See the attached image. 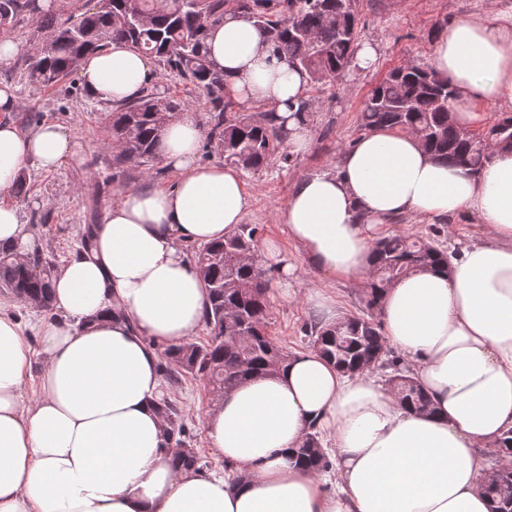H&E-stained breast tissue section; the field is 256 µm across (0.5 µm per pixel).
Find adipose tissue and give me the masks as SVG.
Wrapping results in <instances>:
<instances>
[{
    "label": "adipose tissue",
    "instance_id": "obj_1",
    "mask_svg": "<svg viewBox=\"0 0 512 512\" xmlns=\"http://www.w3.org/2000/svg\"><path fill=\"white\" fill-rule=\"evenodd\" d=\"M207 51L237 103L264 105L292 152H304L310 126L293 107L307 75L240 15L213 26ZM431 66L455 89L459 126L483 125L489 105L512 112V15L450 21ZM79 75L91 98L112 104L151 80L147 58L120 43L87 57ZM202 137L193 114L167 122L161 158L175 187L118 190L89 252L59 268L54 315L34 326L44 371L32 399L22 394L29 333L0 312V512H493L479 480L487 451L512 428V151L475 173L433 157L413 134L378 130L343 150L336 172L297 183L279 220L328 278L364 284L372 242L396 216L469 214L482 224L484 237L448 271L400 279L380 310L388 345L433 410L405 409L377 374L299 351L209 407L207 445L231 473L200 476L170 464L158 364L162 347L203 323L204 281L185 244L223 240L249 206L235 171L196 164ZM72 149L58 124L23 132L0 122L1 243L33 248L2 196L29 162L52 170ZM312 426L333 443L334 487L290 458ZM236 471L246 479L234 482Z\"/></svg>",
    "mask_w": 512,
    "mask_h": 512
}]
</instances>
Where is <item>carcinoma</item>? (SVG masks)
<instances>
[{
	"label": "carcinoma",
	"mask_w": 512,
	"mask_h": 512,
	"mask_svg": "<svg viewBox=\"0 0 512 512\" xmlns=\"http://www.w3.org/2000/svg\"><path fill=\"white\" fill-rule=\"evenodd\" d=\"M31 0H0V29L13 27ZM74 13L62 19L46 12L37 20L41 43L28 63L31 82L49 87L66 78L90 54L121 41L135 52L171 70L203 90L209 104L207 146L224 160L245 170L268 167L284 138L270 113L237 112L236 102L224 90V74L214 68L206 52L212 24L228 13L251 20L289 65L309 75L311 87L345 76L352 66L359 40L356 3L344 0H74ZM455 96L448 79L430 66H401L379 83L361 113L360 129L406 132L418 130L435 156L479 171L490 159L482 136L497 138L512 148V116L501 115L484 134L467 135L452 115ZM185 102L170 98L158 104L153 91L112 111V138L125 146L116 162L135 160L152 167L165 113L172 119ZM432 227L422 235H391L379 239L361 303L366 310L336 324L315 323L305 329L311 347L343 373L390 369L386 382L407 408L425 411L427 393L411 368L389 349L377 319L384 295L392 283L414 273L446 268L450 262L441 236ZM258 228L240 224L224 240L194 251L203 274L207 305L203 322L209 331L204 343L169 346L162 352V379L178 385L186 376L203 381L213 399L255 375L271 374L290 357L288 349L267 331L272 281L257 254ZM57 269L55 255L36 246L26 260L17 261L14 248L0 246V291L51 310V285ZM157 410L171 450L172 466L201 474L207 468L202 450L176 400L164 397ZM293 459L312 472L331 467L321 451V436L309 431ZM495 504L494 512H512V468L494 467L480 482Z\"/></svg>",
	"instance_id": "obj_1"
}]
</instances>
